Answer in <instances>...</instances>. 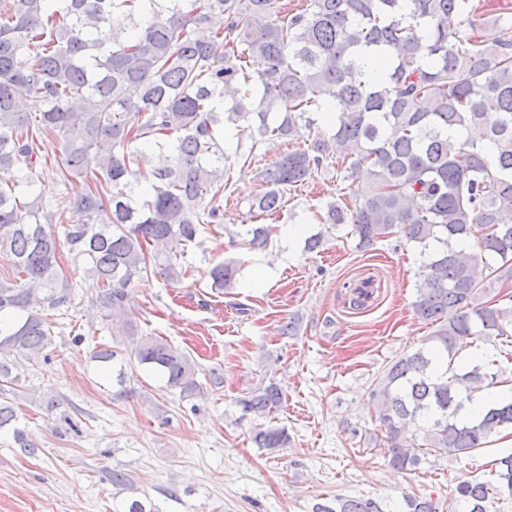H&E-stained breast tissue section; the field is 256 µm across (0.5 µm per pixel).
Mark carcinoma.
Here are the masks:
<instances>
[{
	"label": "carcinoma",
	"instance_id": "obj_1",
	"mask_svg": "<svg viewBox=\"0 0 512 512\" xmlns=\"http://www.w3.org/2000/svg\"><path fill=\"white\" fill-rule=\"evenodd\" d=\"M0 0V246L15 272L0 278V354L38 358L51 344L49 311L71 300L58 264L73 259L103 285L104 318L127 337L128 361L164 375L191 398L203 392L192 358L160 336L142 333L126 305L134 282L186 274L171 256L218 221L230 158L248 159L268 136L300 139L312 112H331L327 138L316 136L258 173L264 190L251 214L280 209L284 194L312 177L327 156L350 160L351 203L330 202L324 223L350 225L361 249L393 234L428 253L412 302L436 325L425 346L393 363L371 392L392 468L412 471L417 440L437 455L469 456L512 429V400L478 419L465 403L512 376L494 361L465 364L458 343L508 336L512 296L484 299L512 282V38L491 45L475 27L471 0H310L289 13L280 0ZM35 53L28 67L17 58ZM373 53L374 79L356 63ZM224 99V111L215 98ZM245 122L251 146L229 155L224 124ZM61 143L64 183L82 189L70 202L64 238L45 228L41 201L15 195L31 183L37 145ZM248 246H267L262 226ZM474 240L470 249L460 247ZM234 259L213 265L212 287L230 286ZM282 403L270 384L241 401L268 417ZM33 448L13 407L0 402V431ZM260 448L288 444L272 423L253 435ZM498 484L462 481L469 512H490L512 493V454L497 460ZM313 512H384L374 499L317 503ZM403 512H438L407 496Z\"/></svg>",
	"mask_w": 512,
	"mask_h": 512
}]
</instances>
